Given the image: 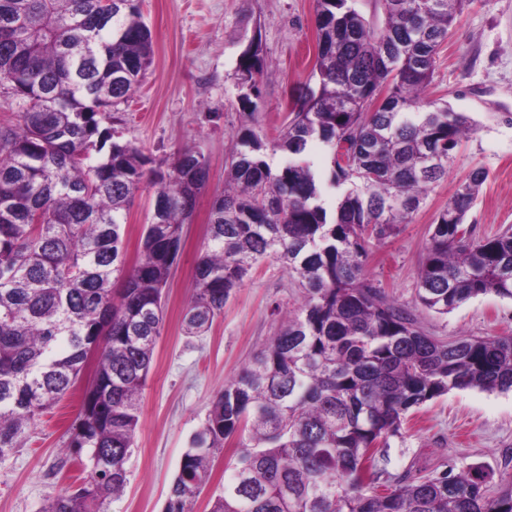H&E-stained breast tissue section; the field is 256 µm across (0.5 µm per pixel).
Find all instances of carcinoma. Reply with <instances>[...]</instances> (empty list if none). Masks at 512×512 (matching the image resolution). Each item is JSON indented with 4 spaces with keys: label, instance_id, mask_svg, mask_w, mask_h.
Instances as JSON below:
<instances>
[{
    "label": "carcinoma",
    "instance_id": "carcinoma-1",
    "mask_svg": "<svg viewBox=\"0 0 512 512\" xmlns=\"http://www.w3.org/2000/svg\"><path fill=\"white\" fill-rule=\"evenodd\" d=\"M353 2L315 0L318 89L294 101L276 168L249 127L267 69L256 50L240 61L241 149L212 202L184 330L206 333L270 257L305 293L214 397L163 512H193L234 435L240 449L210 512H512V482L494 490L480 467L428 477L387 470L412 409L453 389L512 391V335L438 339L366 274L369 255L409 222L477 132L470 116L425 94L449 30L474 0H376V28ZM152 58L135 0H0V88L18 106L0 122V462L96 355L69 429L72 459L88 477L41 512H112L123 494L163 290L208 182L199 151H179L164 169L108 126ZM314 140L341 190L331 219L308 153ZM487 177L472 169L433 223L418 301L435 313L480 295L512 299V230L477 237L466 224ZM146 183L163 206L128 269L122 228Z\"/></svg>",
    "mask_w": 512,
    "mask_h": 512
}]
</instances>
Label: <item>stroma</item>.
I'll use <instances>...</instances> for the list:
<instances>
[{
  "instance_id": "obj_1",
  "label": "stroma",
  "mask_w": 512,
  "mask_h": 512,
  "mask_svg": "<svg viewBox=\"0 0 512 512\" xmlns=\"http://www.w3.org/2000/svg\"><path fill=\"white\" fill-rule=\"evenodd\" d=\"M140 9L152 31L153 63L129 102L115 107L114 128L157 161L187 147L200 149L209 180L183 228L165 289L164 329L142 392L129 482L112 512H163L183 453L214 396L302 302L296 276L270 259L234 289L208 333L189 336L182 328L210 204L224 188L225 162L243 124L237 71L244 52L258 47L270 66L254 124L267 144L289 121L290 102L315 86L314 0H140ZM427 94L445 98L480 129L461 143L447 179L432 187L411 221L369 258L366 274L429 334L449 340L512 335V300L482 295L445 316L416 300L434 217L472 169L489 172L468 216L475 235L512 225V0H476L464 12L450 30ZM153 199V189H142L129 210L126 266L139 257ZM79 408V392L66 395L41 416L25 447L0 463V512H40L47 496L75 481L78 470L66 464L67 429ZM470 465L497 477L512 475V392L452 390L412 410L403 440L389 450L387 469L422 476Z\"/></svg>"
}]
</instances>
